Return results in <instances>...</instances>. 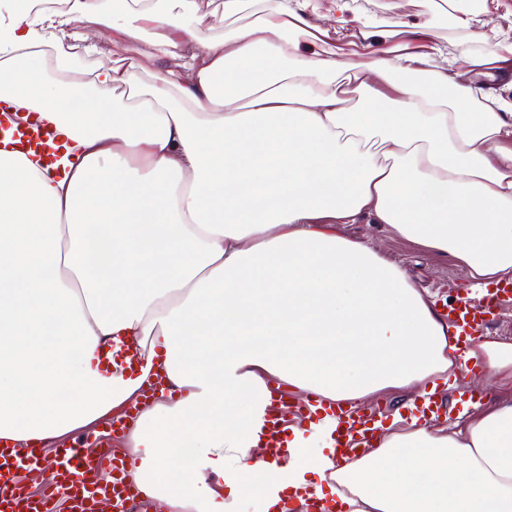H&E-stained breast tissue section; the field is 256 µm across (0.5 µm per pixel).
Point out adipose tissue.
I'll list each match as a JSON object with an SVG mask.
<instances>
[{
	"label": "adipose tissue",
	"instance_id": "adipose-tissue-1",
	"mask_svg": "<svg viewBox=\"0 0 512 512\" xmlns=\"http://www.w3.org/2000/svg\"><path fill=\"white\" fill-rule=\"evenodd\" d=\"M0 4V101L37 111L66 155L0 147V439L50 444L137 402L158 374L175 391L130 431L128 475L168 512L306 499L348 512H512V341L473 340L407 270L348 224L466 270L467 289L512 279V83L464 79L483 58L431 65L440 46L384 48L369 17L331 0H275L254 21L220 0ZM163 61L137 102L119 64L64 81L75 21ZM351 37L363 61L326 35ZM497 396L452 428L394 413L373 449L338 467L331 417L288 425L285 456L254 469L270 386L330 402L424 389L472 366ZM73 396L60 398V387Z\"/></svg>",
	"mask_w": 512,
	"mask_h": 512
}]
</instances>
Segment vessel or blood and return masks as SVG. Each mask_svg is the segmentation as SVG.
Wrapping results in <instances>:
<instances>
[{"instance_id": "b4317fda", "label": "vessel or blood", "mask_w": 512, "mask_h": 512, "mask_svg": "<svg viewBox=\"0 0 512 512\" xmlns=\"http://www.w3.org/2000/svg\"><path fill=\"white\" fill-rule=\"evenodd\" d=\"M28 113V108L1 104L0 126L14 130L18 150L43 151V137L50 134L51 129L42 126L39 128L43 133L42 139L31 138L30 133L36 128ZM510 301L512 284L506 283L484 290L477 300L466 293L458 296L449 309V315L465 336L474 338L483 335L487 323L498 314L503 304ZM273 395L263 443L260 447L248 449V464L257 465L278 456L281 433L294 414L313 419L322 413L337 420L332 442L334 458L339 463L363 455L377 438L376 422L387 417V411L382 407L368 409L342 403L323 406L314 395L298 401L279 387L274 388ZM133 419V413L129 412L104 423L96 440V450H88L78 442L58 449L59 485L70 512H96L101 502L112 505L115 512H128L137 493L127 478L129 463L113 451L112 440L124 434ZM39 460L38 448L0 444V512H54L53 499L29 493L20 480L24 469L36 466ZM105 470L111 471L112 483H100L99 474Z\"/></svg>"}]
</instances>
